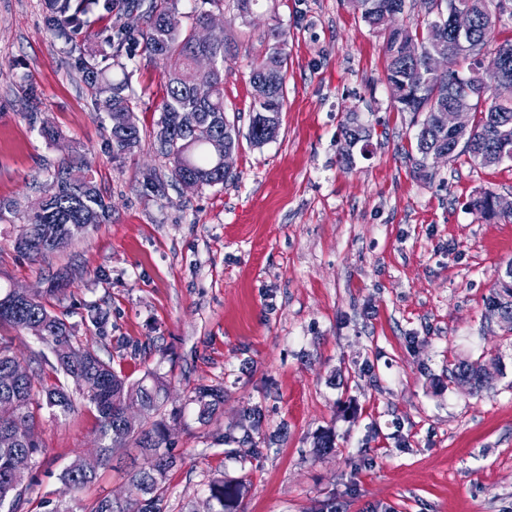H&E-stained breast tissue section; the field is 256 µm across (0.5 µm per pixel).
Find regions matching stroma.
<instances>
[{
	"mask_svg": "<svg viewBox=\"0 0 512 512\" xmlns=\"http://www.w3.org/2000/svg\"><path fill=\"white\" fill-rule=\"evenodd\" d=\"M205 7L179 2L186 16ZM206 8L223 19L224 110L242 129L266 33L287 31L282 122L263 146L241 140L224 185L171 184L160 197L145 184L169 170L154 147L163 70L109 45L119 28L141 26L140 12L89 14L65 42L45 25L46 0H0V201L16 203L0 216V288L40 292L48 269L82 265L60 309L84 343L122 357L131 378L171 373L174 405L190 387L223 386L215 420L190 411L172 428L184 463L170 480L171 512H204L222 475L245 478V512H512V328L487 308L512 262V219L468 207L485 189L512 195V162L463 155L420 179L417 127L393 106L383 38L349 0ZM88 62L128 82L141 131L133 153L112 152ZM33 111L58 140L30 126ZM351 111L372 136L346 170L336 154ZM75 148L110 216L48 261L28 260L15 231ZM88 303L107 312L108 338L83 320ZM463 361L493 363L496 374L471 390L450 376ZM255 406L260 418L241 429ZM97 426L81 404L44 422L34 512L42 499L70 500L59 474L96 446ZM220 432L252 441L230 458ZM324 433L335 446L320 454Z\"/></svg>",
	"mask_w": 512,
	"mask_h": 512,
	"instance_id": "stroma-1",
	"label": "stroma"
}]
</instances>
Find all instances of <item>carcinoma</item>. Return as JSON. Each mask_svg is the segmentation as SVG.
<instances>
[{"instance_id": "obj_1", "label": "carcinoma", "mask_w": 512, "mask_h": 512, "mask_svg": "<svg viewBox=\"0 0 512 512\" xmlns=\"http://www.w3.org/2000/svg\"><path fill=\"white\" fill-rule=\"evenodd\" d=\"M409 0H358L356 12L370 27H378L384 12H405ZM475 23L469 35V48L462 49L448 30V18L424 20L423 27L401 25L383 33L387 66L385 78L393 90L394 106L420 118L416 134L417 156L412 158L416 173L429 176L428 161L437 151L448 153L453 161L460 153L483 164L488 156L512 161V41L491 46L490 15H503L509 0H470ZM144 8L143 23L136 35L125 32L139 49L140 57L164 68L166 96L160 106L155 133L157 152L171 164L168 178L176 183L187 176L201 185L214 187L228 181L224 168L211 153L209 141L220 136L224 145L239 146V129L224 113V38L201 42L196 29L204 25L209 12L196 13L191 26L183 24L178 0H128L127 8ZM112 0H49L45 22L59 38L69 41L84 25V16L94 9L112 13ZM414 41L417 54L407 51L405 42ZM287 33L279 26L267 32L266 51L250 74L255 93L250 105L247 139L253 146L276 138L281 126L288 73ZM448 50V70H429L428 55L437 48ZM211 57L215 67L199 72L194 61ZM86 79L99 96L107 117L114 112H134V98L126 93V80L110 82L97 69L85 65ZM455 97L473 102V120L464 135L449 133L436 124V112ZM371 129L351 112L341 124L337 149L338 163L349 168L354 155L350 143H366ZM112 152L122 154L139 146L137 125L110 128ZM40 208L20 226L15 247L32 261L44 260L67 247L71 241L101 223L108 215L105 201L91 174L86 153L74 149L50 175ZM494 192L483 190L469 202L470 208L486 220L499 217L493 207ZM46 294L62 300L70 287V272L59 269L47 277ZM488 305L506 312L505 323L512 324V290L495 285ZM85 321L98 335L108 332L107 312L96 303L85 305ZM41 323L45 335L37 337L44 349L30 355L26 363L14 353L12 341L0 335V405H15V413L0 414V510L26 512L25 494L34 485L33 471L39 464L43 444L39 435L42 411L58 421L74 410L70 381L82 391L88 407L97 414V439L101 465H107L125 448H137L145 456L141 467L127 472L129 492L123 499L100 496L85 504L75 497L69 502L41 501L48 512H166L170 477L184 459L170 442L171 424L185 418L186 408L196 406L197 420L209 423L224 405L221 386H194L184 405L168 408V375L147 370L133 380L104 358L94 347L75 334L67 314L47 305L42 296L16 300L11 293L0 295V330L22 331ZM478 364L460 363L454 371L483 387ZM98 471L85 468L78 456L61 472V479L75 492L93 483ZM244 479H215L209 484L207 512H240Z\"/></svg>"}]
</instances>
